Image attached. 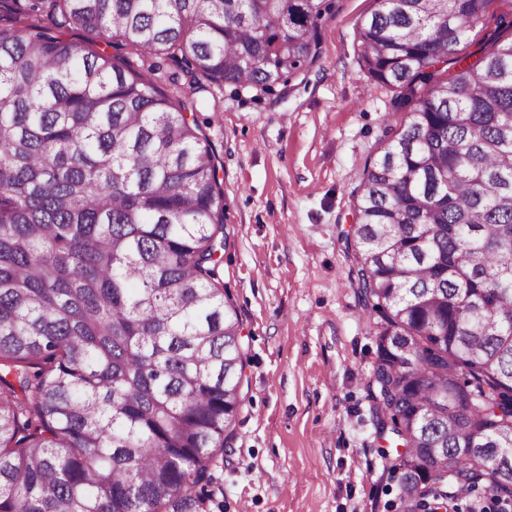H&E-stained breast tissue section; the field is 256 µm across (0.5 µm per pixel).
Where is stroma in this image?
<instances>
[{
  "instance_id": "stroma-1",
  "label": "stroma",
  "mask_w": 512,
  "mask_h": 512,
  "mask_svg": "<svg viewBox=\"0 0 512 512\" xmlns=\"http://www.w3.org/2000/svg\"><path fill=\"white\" fill-rule=\"evenodd\" d=\"M373 9L336 0L314 65L197 104L224 179L223 280L245 352L212 512H396L368 397L375 319L346 241L363 169L407 119L359 64Z\"/></svg>"
}]
</instances>
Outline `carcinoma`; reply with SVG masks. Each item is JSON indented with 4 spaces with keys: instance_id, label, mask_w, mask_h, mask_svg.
I'll return each mask as SVG.
<instances>
[{
    "instance_id": "obj_1",
    "label": "carcinoma",
    "mask_w": 512,
    "mask_h": 512,
    "mask_svg": "<svg viewBox=\"0 0 512 512\" xmlns=\"http://www.w3.org/2000/svg\"><path fill=\"white\" fill-rule=\"evenodd\" d=\"M374 2L361 65L408 110L355 195L385 472L398 512L512 499V37L472 61L490 0ZM333 12L0 0V512H207L245 360L196 96L286 83Z\"/></svg>"
}]
</instances>
